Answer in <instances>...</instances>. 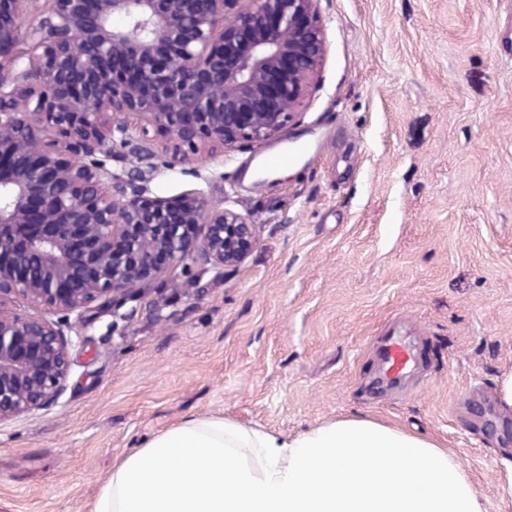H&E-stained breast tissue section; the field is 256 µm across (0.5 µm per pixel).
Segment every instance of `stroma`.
Masks as SVG:
<instances>
[{
	"instance_id": "stroma-1",
	"label": "stroma",
	"mask_w": 512,
	"mask_h": 512,
	"mask_svg": "<svg viewBox=\"0 0 512 512\" xmlns=\"http://www.w3.org/2000/svg\"><path fill=\"white\" fill-rule=\"evenodd\" d=\"M320 14L327 57L284 136L193 154L127 116L108 198L137 167L146 196L201 192L256 245L220 277L172 270L132 319L83 312L58 403L0 423V512H93L117 460L192 418L286 441L354 415L454 452L487 512H512V0ZM393 337L416 365L390 385Z\"/></svg>"
}]
</instances>
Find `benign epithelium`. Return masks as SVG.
Returning <instances> with one entry per match:
<instances>
[{
    "mask_svg": "<svg viewBox=\"0 0 512 512\" xmlns=\"http://www.w3.org/2000/svg\"><path fill=\"white\" fill-rule=\"evenodd\" d=\"M17 2L0 0V422L58 403L70 316L128 319L173 268L222 275L256 243L242 214L196 191L109 200L122 116L194 152L265 141L299 114L327 55L321 0H43L25 31ZM22 42L33 53L19 76ZM16 299L49 316L15 313Z\"/></svg>",
    "mask_w": 512,
    "mask_h": 512,
    "instance_id": "7a95c632",
    "label": "benign epithelium"
}]
</instances>
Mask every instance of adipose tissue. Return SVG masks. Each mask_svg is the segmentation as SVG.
Here are the masks:
<instances>
[{
  "mask_svg": "<svg viewBox=\"0 0 512 512\" xmlns=\"http://www.w3.org/2000/svg\"><path fill=\"white\" fill-rule=\"evenodd\" d=\"M94 512H485L448 449L365 417L284 441L189 419L120 460Z\"/></svg>",
  "mask_w": 512,
  "mask_h": 512,
  "instance_id": "obj_1",
  "label": "adipose tissue"
}]
</instances>
